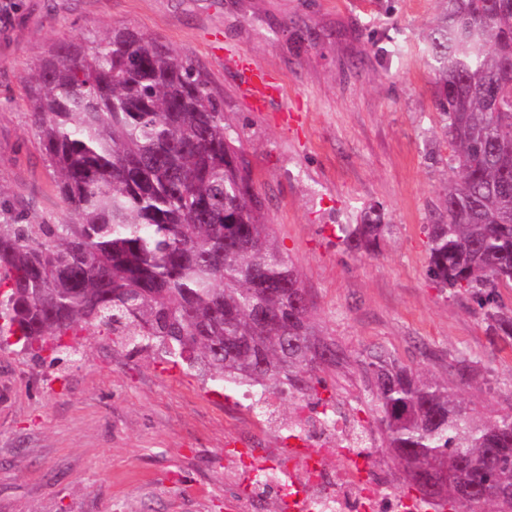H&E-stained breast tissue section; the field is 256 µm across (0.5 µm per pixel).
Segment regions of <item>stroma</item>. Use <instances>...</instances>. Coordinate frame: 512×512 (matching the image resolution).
I'll return each instance as SVG.
<instances>
[{
	"instance_id": "35a3bbf8",
	"label": "stroma",
	"mask_w": 512,
	"mask_h": 512,
	"mask_svg": "<svg viewBox=\"0 0 512 512\" xmlns=\"http://www.w3.org/2000/svg\"><path fill=\"white\" fill-rule=\"evenodd\" d=\"M0 12V196L29 219L62 216L22 78L61 41L127 27L165 41L203 73L238 134L267 220L324 332L348 354L378 345L444 378L458 353L481 364L462 395L479 412L512 405V346L490 342L468 297L426 274L425 226L448 178L427 37L438 0H12ZM254 59L282 94H240ZM290 113H283V106ZM379 204L390 231L371 257L337 227ZM81 359L0 351V512H244L224 450L247 420L224 414L233 386L206 382L110 334L77 336ZM321 398L360 409L355 361L323 375Z\"/></svg>"
}]
</instances>
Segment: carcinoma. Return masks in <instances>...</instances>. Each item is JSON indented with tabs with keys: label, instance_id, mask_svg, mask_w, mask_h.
Here are the masks:
<instances>
[{
	"label": "carcinoma",
	"instance_id": "cac0c4a2",
	"mask_svg": "<svg viewBox=\"0 0 512 512\" xmlns=\"http://www.w3.org/2000/svg\"><path fill=\"white\" fill-rule=\"evenodd\" d=\"M428 38L439 123L451 147L438 221L425 225L427 276L469 296L512 341V0H438ZM41 153L65 217L30 223L0 207V350L49 349L112 328L154 344L203 380L318 396L316 371L344 351L319 328L301 277L265 213L222 104L193 63L163 41L114 28L59 42L23 77ZM371 206L340 224L351 250L388 231ZM372 417L403 468L429 481L449 512H512V408L478 415L462 398L478 360L453 380L382 346L355 358Z\"/></svg>",
	"mask_w": 512,
	"mask_h": 512
}]
</instances>
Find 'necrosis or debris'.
I'll use <instances>...</instances> for the list:
<instances>
[{
    "label": "necrosis or debris",
    "instance_id": "4bbe7bcc",
    "mask_svg": "<svg viewBox=\"0 0 512 512\" xmlns=\"http://www.w3.org/2000/svg\"><path fill=\"white\" fill-rule=\"evenodd\" d=\"M296 414L301 425L289 432L288 447L225 449L247 512H264L270 486L281 512H434L419 496L388 492V472L373 464L382 451L354 442L357 419L348 408L315 412L303 406Z\"/></svg>",
    "mask_w": 512,
    "mask_h": 512
}]
</instances>
